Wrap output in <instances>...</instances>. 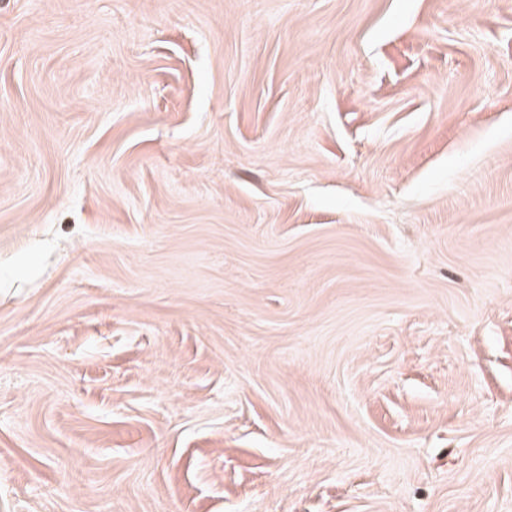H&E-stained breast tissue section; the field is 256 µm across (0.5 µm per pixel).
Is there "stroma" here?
I'll return each instance as SVG.
<instances>
[{"label":"stroma","instance_id":"obj_1","mask_svg":"<svg viewBox=\"0 0 512 512\" xmlns=\"http://www.w3.org/2000/svg\"><path fill=\"white\" fill-rule=\"evenodd\" d=\"M0 512H512V0H0Z\"/></svg>","mask_w":512,"mask_h":512}]
</instances>
